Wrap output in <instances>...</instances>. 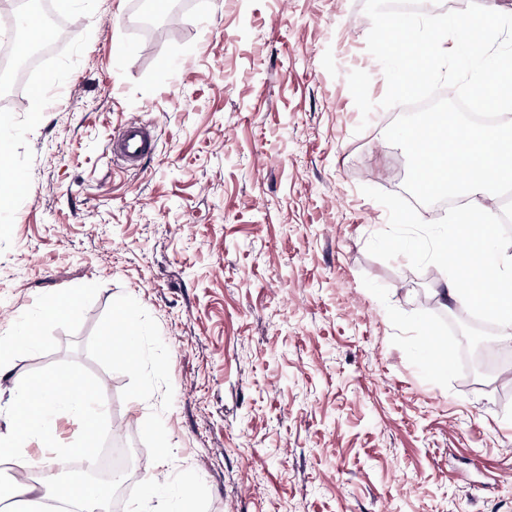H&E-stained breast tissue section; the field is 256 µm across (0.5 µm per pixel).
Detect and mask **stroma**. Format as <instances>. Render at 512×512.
Here are the masks:
<instances>
[{"instance_id":"stroma-1","label":"stroma","mask_w":512,"mask_h":512,"mask_svg":"<svg viewBox=\"0 0 512 512\" xmlns=\"http://www.w3.org/2000/svg\"><path fill=\"white\" fill-rule=\"evenodd\" d=\"M363 2L167 0L155 38L144 0H25L80 25L0 92L21 184L0 201V340L34 339L0 374V433L19 379L66 367L96 447L123 422L144 462L170 449L193 512H512V379L446 389L391 342L386 305L463 308L445 273L367 251L388 214L362 189L403 193L407 160L384 137L401 110L379 106ZM134 115L157 140L130 169L108 146ZM127 308L134 368L102 342ZM82 434L60 414L23 453L68 461Z\"/></svg>"}]
</instances>
